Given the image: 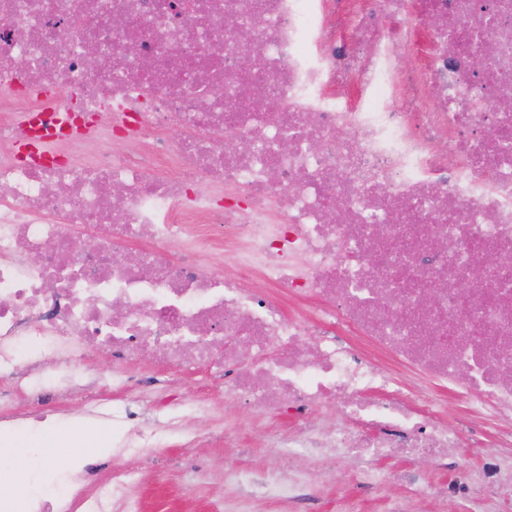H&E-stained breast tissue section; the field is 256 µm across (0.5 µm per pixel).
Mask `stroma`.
I'll return each mask as SVG.
<instances>
[{
  "instance_id": "35a3bbf8",
  "label": "stroma",
  "mask_w": 512,
  "mask_h": 512,
  "mask_svg": "<svg viewBox=\"0 0 512 512\" xmlns=\"http://www.w3.org/2000/svg\"><path fill=\"white\" fill-rule=\"evenodd\" d=\"M75 370L82 374L83 385L74 394L48 391L27 401L31 413H57L45 440L25 449L0 444V457L22 458L20 479L37 477L47 455L57 465L75 469L86 483L105 478L112 470L111 453L87 456L78 463L68 439L86 424L96 427L99 438H111L112 421L101 412L126 405L138 412L143 425L167 426L169 418L179 420L178 427L169 428L166 445L156 451L153 460L136 455L124 458L127 468L143 474L132 496L150 499L153 473L162 470L174 489L190 488L186 512H391L395 507L400 512H465L467 503L453 491V483L478 485L486 459L502 453L496 435L490 433L480 452L464 446L440 461L424 456L374 458L368 464L399 475L398 480L375 491L356 488L351 481L352 474L366 464L362 459L339 458L332 453L313 455L296 448L289 467L301 481L297 497L269 499L248 494L246 485L227 479L225 471L236 468L251 476L270 467L283 453L282 446L271 440V433L287 435L292 424L287 409L264 412L225 403L224 374L218 367L175 370L141 363L138 374L149 378L150 383L131 396L113 391L110 381L120 367L112 359L94 355L77 364ZM200 397L210 400V412L203 418L188 409L189 403ZM405 473L412 475V482L446 485L450 491L434 499L418 497L411 491L412 482L402 481Z\"/></svg>"
}]
</instances>
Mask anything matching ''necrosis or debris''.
<instances>
[{
	"instance_id": "obj_1",
	"label": "necrosis or debris",
	"mask_w": 512,
	"mask_h": 512,
	"mask_svg": "<svg viewBox=\"0 0 512 512\" xmlns=\"http://www.w3.org/2000/svg\"><path fill=\"white\" fill-rule=\"evenodd\" d=\"M177 2L0 0L8 396L77 388L72 366L93 354L123 364L125 389L145 360L219 359L226 402L289 406L288 447L446 453L461 434L439 399L396 384L405 370L459 396L481 447L512 420V0ZM54 104L116 148L79 167L64 137L57 161L18 158L20 113ZM195 182L234 194L219 212ZM220 250L236 277L200 267ZM321 405L346 427H315ZM135 418L112 412L107 481L57 480L27 512H142L141 474L119 462L164 437ZM483 480L495 495L470 512H512V458L488 459Z\"/></svg>"
}]
</instances>
